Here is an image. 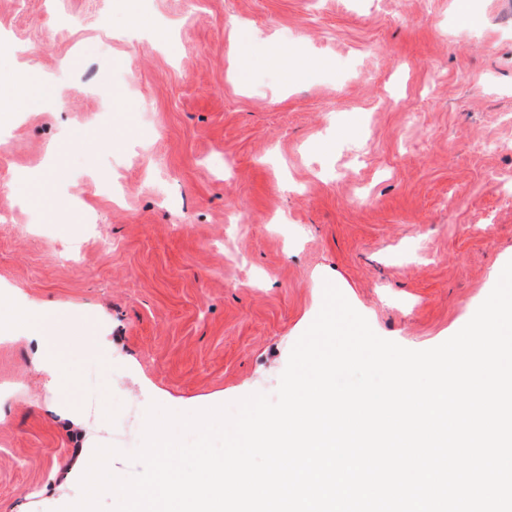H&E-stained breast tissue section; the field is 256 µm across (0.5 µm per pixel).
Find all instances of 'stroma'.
I'll return each mask as SVG.
<instances>
[{"instance_id": "1", "label": "stroma", "mask_w": 512, "mask_h": 512, "mask_svg": "<svg viewBox=\"0 0 512 512\" xmlns=\"http://www.w3.org/2000/svg\"><path fill=\"white\" fill-rule=\"evenodd\" d=\"M505 9L0 0V67L56 91L24 109L0 89V293L66 316L55 337L0 330V512L76 503L78 449L140 472L151 402L274 395L325 282L403 347L456 334L512 261ZM54 345L74 369L57 382L38 367Z\"/></svg>"}]
</instances>
